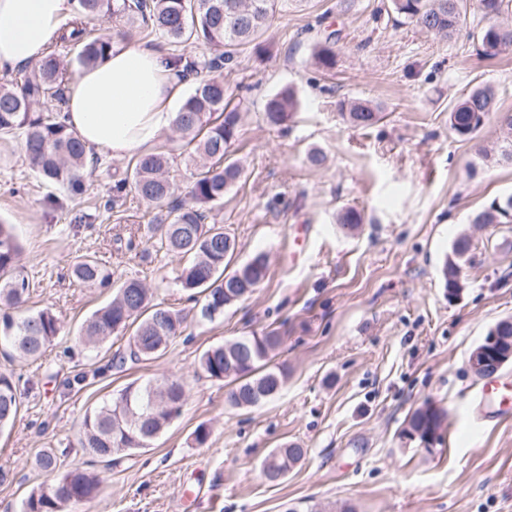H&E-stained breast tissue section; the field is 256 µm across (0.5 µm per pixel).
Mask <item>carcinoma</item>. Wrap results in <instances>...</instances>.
Segmentation results:
<instances>
[{"label":"carcinoma","mask_w":512,"mask_h":512,"mask_svg":"<svg viewBox=\"0 0 512 512\" xmlns=\"http://www.w3.org/2000/svg\"><path fill=\"white\" fill-rule=\"evenodd\" d=\"M248 10L238 0H76V13L86 19L107 15L112 22L137 28L145 36L159 37L178 47L201 43L210 55L175 59L194 85L183 102L177 131L190 156L203 161V171L190 186L191 204L176 201L177 186L169 176L175 147H162L131 160L126 177L118 180L112 195L103 204L110 214L123 205L132 192L147 207L143 237L146 242L183 261L177 280L189 297L200 305V317L211 321L214 312L248 298L265 280L268 262L257 253L230 270L228 260L236 249L235 238L224 232V225L211 218L224 194L242 177L244 169L232 156L237 140L240 111L227 101L224 63L236 49L259 40L268 30L279 0H251ZM509 0H391L394 13L421 29L451 39L462 17L471 10L485 25L477 34L478 55L494 59L512 47V28L499 22ZM335 34L315 42L312 59L316 67L330 69L335 64ZM60 46L74 54L80 68L105 59L111 38L95 34L87 25L74 22L64 31ZM70 73L59 53L52 49L34 69L19 78L0 82V134L18 137L26 160L40 178L60 186L73 198L88 193V152L77 135L68 129L63 111L37 112L33 106L46 98L61 99ZM299 100L286 87L263 106L266 121L281 126L298 110ZM499 111L495 91L477 86L449 111L450 130L468 138L482 127L486 117ZM343 117L355 128H369L383 119L379 106L367 100L345 104ZM512 221V196L496 201L473 214L474 224H505ZM469 239L457 238L442 267L448 295H457L462 284L464 255ZM20 245L10 224H0V351L11 358L36 361L61 335L60 319L51 310L19 313L28 297L29 281L19 266ZM72 280L84 286L113 289L112 299L95 310L80 326L77 339L87 348H96L112 336L128 329L129 353H116V365L126 360H150L166 350L184 331L180 311L155 300L138 278H113L111 269L92 256H83L70 266ZM282 336L275 329L261 335L241 336L205 349L199 365L207 377L228 387L227 400L238 409L255 407L281 393L288 380V369L273 363V353ZM20 379L0 373V431L11 426L20 406ZM185 400L183 383L162 378L128 384L120 393L103 401L84 415L78 442L105 467L120 462L151 443L182 413ZM445 412L427 401L411 413L402 437L421 442L442 428ZM306 449L287 445L272 451L275 473L288 472L304 456ZM39 469L52 476V482L26 496L21 512H67L71 505L92 498L101 478L95 471L65 469L52 449L37 457Z\"/></svg>","instance_id":"1"}]
</instances>
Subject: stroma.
<instances>
[{"mask_svg":"<svg viewBox=\"0 0 512 512\" xmlns=\"http://www.w3.org/2000/svg\"><path fill=\"white\" fill-rule=\"evenodd\" d=\"M480 27L467 14L446 40L400 22L389 0H285L260 47L225 64L224 85L241 104L233 151L244 175L213 216L236 239L235 263L264 253L268 276L212 322L180 288L179 258L147 251L146 204L127 197L116 218L98 209L127 159L100 157L88 196L73 199L30 169L17 139L0 137V221L21 241L28 306L51 309L64 325L40 360L0 357V372L21 379L18 417L0 433V512H20L30 490L47 483L35 465L43 449L64 467L98 469L77 445L86 411L131 382L164 377L185 385L182 415L151 447L100 469L97 495L70 512H512V413L485 416V381L468 364L489 329L512 319V223L471 222L512 195V160L499 153V116L512 113V53L479 57ZM332 32L336 64L325 72L311 48ZM479 84L495 88L499 111L458 137L449 111ZM285 87L300 110L269 126L263 103ZM353 98L378 103L383 120L350 127L341 105ZM312 149L320 165L308 162ZM347 208L362 217L352 233L338 223ZM464 234L465 281L452 298L441 270ZM85 254L183 312L184 332L163 355L111 370L127 336L95 350L76 342L81 322L112 298L71 284L69 265ZM267 329L284 338L275 361L288 382L257 407L234 408L198 358ZM427 400L447 413L430 452L399 436ZM202 424L210 435L200 445ZM291 443L306 448L303 461L269 483L263 458Z\"/></svg>","mask_w":512,"mask_h":512,"instance_id":"35a3bbf8","label":"stroma"}]
</instances>
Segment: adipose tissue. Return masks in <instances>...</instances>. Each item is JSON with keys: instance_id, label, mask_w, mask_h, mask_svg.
<instances>
[{"instance_id": "obj_1", "label": "adipose tissue", "mask_w": 512, "mask_h": 512, "mask_svg": "<svg viewBox=\"0 0 512 512\" xmlns=\"http://www.w3.org/2000/svg\"><path fill=\"white\" fill-rule=\"evenodd\" d=\"M70 13V0H0V74L41 59ZM178 73L160 51L113 36L105 60L70 82L66 124L108 157L146 153L176 125Z\"/></svg>"}]
</instances>
